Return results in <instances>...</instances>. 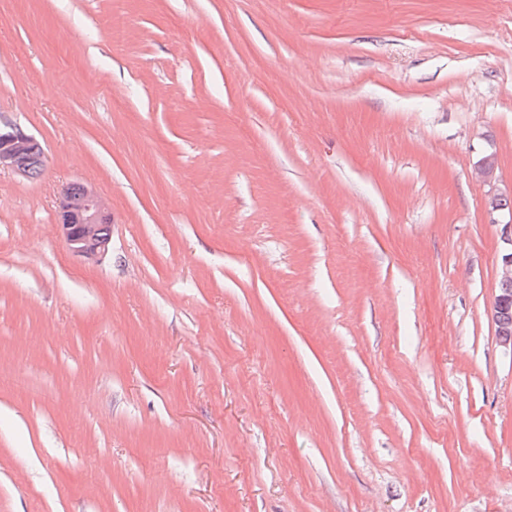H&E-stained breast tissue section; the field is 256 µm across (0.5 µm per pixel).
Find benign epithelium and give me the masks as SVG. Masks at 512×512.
Instances as JSON below:
<instances>
[{
  "label": "benign epithelium",
  "instance_id": "obj_1",
  "mask_svg": "<svg viewBox=\"0 0 512 512\" xmlns=\"http://www.w3.org/2000/svg\"><path fill=\"white\" fill-rule=\"evenodd\" d=\"M38 146V140L20 126L0 123V170L7 168L29 176L23 161ZM57 217L66 247L73 255L94 258L108 252L110 240L103 236V228L112 223V208L92 187L80 184L76 196L64 191ZM501 308V304H493L490 317L501 344L512 350V324L503 319Z\"/></svg>",
  "mask_w": 512,
  "mask_h": 512
}]
</instances>
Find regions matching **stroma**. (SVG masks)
<instances>
[{
	"label": "stroma",
	"instance_id": "35a3bbf8",
	"mask_svg": "<svg viewBox=\"0 0 512 512\" xmlns=\"http://www.w3.org/2000/svg\"><path fill=\"white\" fill-rule=\"evenodd\" d=\"M0 119V512H512V0H0ZM38 146V140L20 126L0 123V171L7 168L20 176L29 177L23 161ZM72 189L74 192L80 190V193L73 196L67 187L57 212L58 226L67 249L84 258L108 252L110 237L106 239L102 234L103 228L112 224V208L87 184H73ZM72 216L76 217V224H72Z\"/></svg>",
	"mask_w": 512,
	"mask_h": 512
}]
</instances>
